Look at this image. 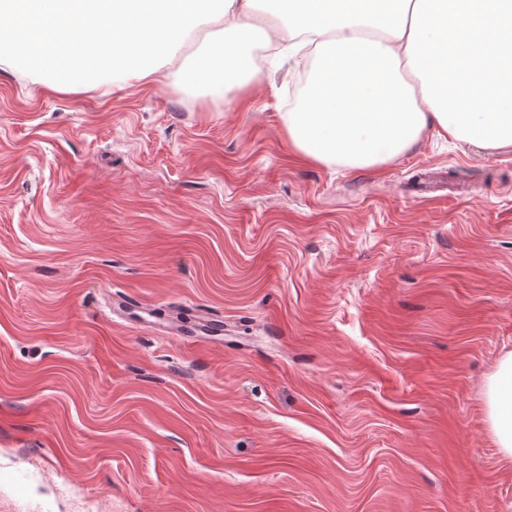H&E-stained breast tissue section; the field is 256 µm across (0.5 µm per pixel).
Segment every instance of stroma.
<instances>
[{"instance_id":"obj_1","label":"stroma","mask_w":512,"mask_h":512,"mask_svg":"<svg viewBox=\"0 0 512 512\" xmlns=\"http://www.w3.org/2000/svg\"><path fill=\"white\" fill-rule=\"evenodd\" d=\"M305 72L229 105L0 72V512H512V147L305 161ZM484 405L501 459L512 466V351L501 356L486 379Z\"/></svg>"}]
</instances>
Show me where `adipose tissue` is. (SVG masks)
<instances>
[{
  "label": "adipose tissue",
  "instance_id": "obj_1",
  "mask_svg": "<svg viewBox=\"0 0 512 512\" xmlns=\"http://www.w3.org/2000/svg\"><path fill=\"white\" fill-rule=\"evenodd\" d=\"M205 27L220 40L175 84L213 100L253 84L257 45L306 35L320 64L285 134L306 160L379 167L425 131L488 151L512 146V0H0V72L47 94L109 97L160 83ZM512 466V351L484 386Z\"/></svg>",
  "mask_w": 512,
  "mask_h": 512
}]
</instances>
